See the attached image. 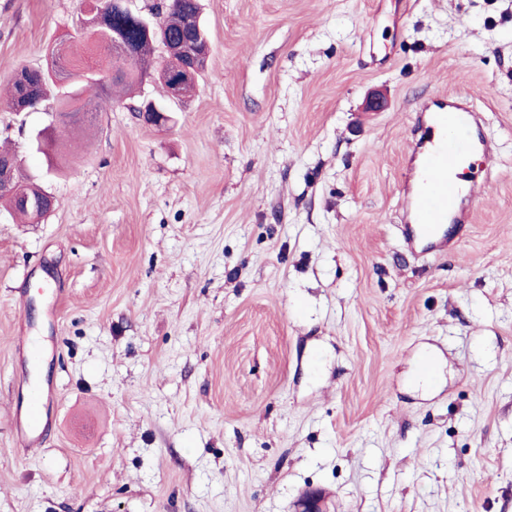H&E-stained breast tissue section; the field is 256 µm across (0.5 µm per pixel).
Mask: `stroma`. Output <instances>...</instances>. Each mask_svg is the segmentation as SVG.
<instances>
[{"label":"stroma","mask_w":512,"mask_h":512,"mask_svg":"<svg viewBox=\"0 0 512 512\" xmlns=\"http://www.w3.org/2000/svg\"><path fill=\"white\" fill-rule=\"evenodd\" d=\"M200 4L210 55L169 126L138 119L147 82L50 162L31 137L61 87L23 112L5 91L82 49L84 2L0 0V146L55 200L0 206V512H292L309 489L512 512V0ZM466 89L487 185L446 252L408 251L417 102ZM38 399V393L31 398L30 408L25 412L23 419L20 418L18 413L15 416L17 443L25 449L33 447L40 440V435L35 433L36 426L40 421Z\"/></svg>","instance_id":"35a3bbf8"}]
</instances>
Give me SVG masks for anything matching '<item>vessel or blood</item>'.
<instances>
[{
    "instance_id": "1",
    "label": "vessel or blood",
    "mask_w": 512,
    "mask_h": 512,
    "mask_svg": "<svg viewBox=\"0 0 512 512\" xmlns=\"http://www.w3.org/2000/svg\"><path fill=\"white\" fill-rule=\"evenodd\" d=\"M419 115L429 136L416 144L414 158L417 166L429 173L430 180L419 190L406 186L399 208L406 243L433 252L446 244L453 225L470 221L471 205L484 187L480 181L459 184L453 176L456 167L465 157L489 155L492 145L476 133L478 115L469 96L430 101L421 106ZM39 421V406L35 403L24 417L16 419L19 446L28 449L39 442L35 433Z\"/></svg>"
}]
</instances>
